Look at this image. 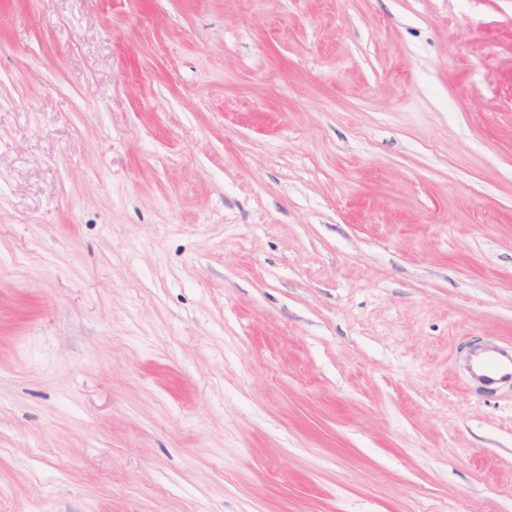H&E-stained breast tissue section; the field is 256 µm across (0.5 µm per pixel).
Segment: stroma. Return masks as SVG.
I'll list each match as a JSON object with an SVG mask.
<instances>
[{
    "label": "stroma",
    "instance_id": "stroma-1",
    "mask_svg": "<svg viewBox=\"0 0 512 512\" xmlns=\"http://www.w3.org/2000/svg\"><path fill=\"white\" fill-rule=\"evenodd\" d=\"M512 0H0V512H512ZM469 380L483 388L512 384V343L490 344L466 355Z\"/></svg>",
    "mask_w": 512,
    "mask_h": 512
}]
</instances>
